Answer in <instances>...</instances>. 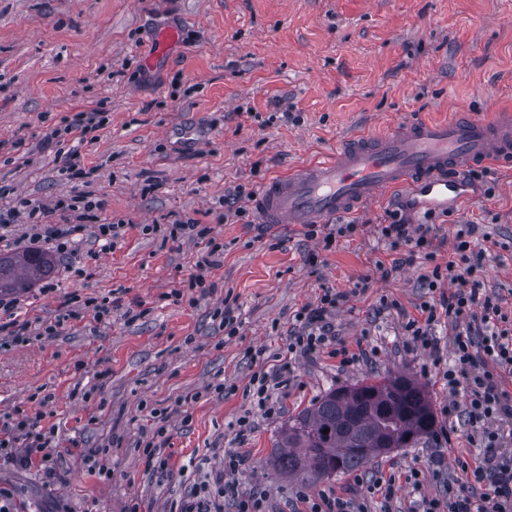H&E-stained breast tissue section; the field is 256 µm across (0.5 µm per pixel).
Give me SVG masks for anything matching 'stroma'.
<instances>
[{
    "label": "stroma",
    "instance_id": "obj_1",
    "mask_svg": "<svg viewBox=\"0 0 512 512\" xmlns=\"http://www.w3.org/2000/svg\"><path fill=\"white\" fill-rule=\"evenodd\" d=\"M169 25L180 31L177 53L146 67L157 31ZM100 104L107 124L78 146L92 175L66 179L41 138L64 115ZM280 107L295 121L278 117ZM503 107L512 108V0H0V203L90 193L104 199V217L125 223L109 248L83 232L80 248L98 252L84 275L55 269L54 292L27 289L18 315L53 320L73 296L146 310L133 322L118 310L102 324L88 315L61 335L0 349V418L44 412L63 467L52 479L1 465L0 487L69 512H125L134 489L141 512H167L195 479L188 463L216 472L226 454L242 452L248 464L227 480L263 493L268 512H288L303 494L357 496L362 479L379 471L399 482L389 505L372 500V512H410L416 497L401 477L413 468L427 476L425 493L438 494L470 450L464 429H450L443 414L448 391L431 358L407 349L396 312H374L384 294L410 313L426 298L422 264L379 280L376 264L391 255L376 226L392 211L433 222L441 262L466 221L512 239V162L491 166L492 194L477 184L472 196L429 214L408 210L399 194L385 196L354 212L357 231L327 250L303 229L261 223L254 212L244 222L218 217L225 191L258 189L350 135L416 115ZM184 217L212 227L224 245L207 276L214 292L192 306L170 291L194 273L196 243L142 232ZM364 277L368 288L355 292ZM324 287L350 294L334 318L340 341L377 347L378 355L349 367L325 354L300 359L275 414L253 413L244 391L258 369L250 349L282 348L289 318ZM225 302L241 321L230 339L215 315ZM389 372L426 385L437 416L429 444L313 485L269 468L274 441L299 411L331 388ZM219 383L228 394L214 392ZM190 392L198 400L178 409ZM155 409L167 412L170 475L161 482L144 473L138 452ZM247 413L254 429L241 442L232 424ZM74 442L107 449V475L69 455Z\"/></svg>",
    "mask_w": 512,
    "mask_h": 512
}]
</instances>
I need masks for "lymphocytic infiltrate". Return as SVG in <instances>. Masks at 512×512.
<instances>
[{
    "label": "lymphocytic infiltrate",
    "mask_w": 512,
    "mask_h": 512,
    "mask_svg": "<svg viewBox=\"0 0 512 512\" xmlns=\"http://www.w3.org/2000/svg\"><path fill=\"white\" fill-rule=\"evenodd\" d=\"M105 123L101 110L74 112L65 116L62 127L46 133L41 144L59 148L67 136L87 135ZM103 209V200L89 195L61 197L50 207L28 204L20 209H0V230L18 222L27 224L29 242L50 243L66 270L79 276L83 270L75 260L76 237L83 232L85 219ZM52 214L57 217L53 223L48 220ZM161 230L155 224L142 228L146 235ZM378 230L393 254L390 263L376 266L381 281H388L404 266L421 259L429 267L423 284L430 293L429 299L422 301L412 314L398 310L396 301L385 298L378 309H397L406 345L428 351L434 357L441 352L435 328L448 323L453 340L448 365L442 372L448 389L444 413L463 423L469 446L478 451L474 457H458L459 478L444 484L437 496L422 495L420 512H512V388L507 385L512 378V303L485 285L486 251L475 244L479 227L457 225L450 256L443 263L437 260L434 225L411 224L392 212ZM162 231L170 239L186 237L202 245L194 274L188 281L175 283L172 296L184 298L189 290L203 297L209 295L206 276L217 265L223 244L212 237L209 227L191 218L175 221ZM347 300V292L322 289L315 301L296 311L288 329V342L279 352L270 355L262 348L252 352V360L262 364L247 385L254 409L266 415L275 411L283 382L299 359L325 353L347 366L368 356V349L362 347L353 352L337 339L333 317ZM117 306L114 300L90 298L76 308L71 301H64L55 321L41 324V333L60 335L70 323L82 320L88 310L96 322L110 321ZM268 359L273 362L269 368L264 365ZM43 420L42 413L20 412L1 423L0 461L23 471L54 475L56 463L49 451L51 440ZM394 492V478L375 476L367 482L363 496L346 499L324 492L311 500L308 512H368L367 499L380 496L387 500ZM228 499L233 501L235 512H264L265 498L261 493H239L234 486L225 484L223 474H207L194 481L173 502L169 512H224Z\"/></svg>",
    "instance_id": "f902f5d3"
}]
</instances>
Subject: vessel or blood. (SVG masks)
Here are the masks:
<instances>
[{
	"instance_id": "1",
	"label": "vessel or blood",
	"mask_w": 512,
	"mask_h": 512,
	"mask_svg": "<svg viewBox=\"0 0 512 512\" xmlns=\"http://www.w3.org/2000/svg\"><path fill=\"white\" fill-rule=\"evenodd\" d=\"M512 159V113L407 120L359 135L335 151L266 180L253 205L265 224H326L381 192L405 190L430 204L468 196L470 169Z\"/></svg>"
}]
</instances>
